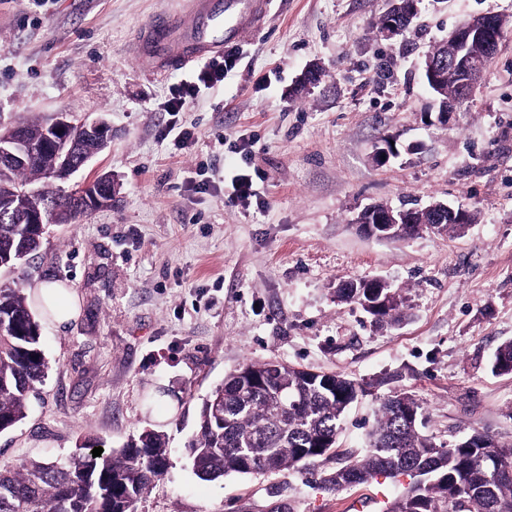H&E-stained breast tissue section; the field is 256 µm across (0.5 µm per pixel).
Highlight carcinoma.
Segmentation results:
<instances>
[{"mask_svg": "<svg viewBox=\"0 0 512 512\" xmlns=\"http://www.w3.org/2000/svg\"><path fill=\"white\" fill-rule=\"evenodd\" d=\"M43 182L31 195L26 186ZM67 175L54 154L39 153L29 166L0 171V209L15 218L0 223V261L17 265L42 239L23 219L40 204L64 209ZM411 224L392 225L390 241L423 230L418 209ZM336 297L359 305L380 322L401 316L404 298L388 282L359 279L336 289ZM40 324L20 288L0 287V433L27 414V400L47 373ZM493 371L512 373V341L498 349ZM362 392L344 376L312 372L278 361L244 363L203 399L199 428L189 443L193 472L205 480L228 473L289 471L328 454L340 424ZM422 407L412 396H393L379 406L368 433V450L324 477L327 489L359 485L384 475H406L409 487L386 512H512V443L478 429L437 447L422 434ZM84 445L64 461L26 459L0 466V512H136L138 500L167 469L163 435L147 431L101 456Z\"/></svg>", "mask_w": 512, "mask_h": 512, "instance_id": "carcinoma-1", "label": "carcinoma"}]
</instances>
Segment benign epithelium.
I'll return each mask as SVG.
<instances>
[{
    "label": "benign epithelium",
    "instance_id": "benign-epithelium-1",
    "mask_svg": "<svg viewBox=\"0 0 512 512\" xmlns=\"http://www.w3.org/2000/svg\"><path fill=\"white\" fill-rule=\"evenodd\" d=\"M417 9V2L410 3L404 11L388 8L389 16L385 35H392L396 30V20L401 18L408 22ZM503 21L498 15H483L473 17L459 31L453 33L451 39L483 38L486 40V53L483 57L458 59L441 58L436 60L427 56L425 74L431 80L439 75L453 70L466 72V79L459 87L460 96L469 98L473 95L488 65L495 58L499 49L500 40L497 33L502 29ZM46 139L44 147L56 153L64 167L69 171L77 172L99 153L100 146L109 142L112 131L103 120L75 124L65 114H60L45 124ZM35 160V151L26 140V128L23 124L8 127L0 131V168L15 165H28ZM113 181L111 173L99 174L93 179L83 183V186L74 190L69 206L78 212L107 207L112 205ZM430 221L435 224L444 222L445 216L454 217L457 223L468 224V218L456 213L455 208L435 203L427 207ZM368 214L374 216L375 221L365 225L367 235L377 239L388 236L390 225L401 223L400 213L386 210L380 211L377 207L368 206Z\"/></svg>",
    "mask_w": 512,
    "mask_h": 512
}]
</instances>
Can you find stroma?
Returning <instances> with one entry per match:
<instances>
[{
  "label": "stroma",
  "mask_w": 512,
  "mask_h": 512,
  "mask_svg": "<svg viewBox=\"0 0 512 512\" xmlns=\"http://www.w3.org/2000/svg\"><path fill=\"white\" fill-rule=\"evenodd\" d=\"M387 0H267L224 40L235 62L179 113L174 88L198 63L155 71L136 50L159 13L192 0H0V127L105 119L112 139L74 176L108 172L112 205L52 225L0 285L75 294L66 327L40 317L48 371L28 415L0 433V463L62 460L165 434L164 476L137 512H384L409 479L340 490L321 480L366 452L381 399L406 393L424 434L448 443L478 428L512 442V374L493 372L512 340V0H420L409 27L378 32ZM507 17L500 50L471 99L441 119L427 53L462 21ZM323 69L317 85L308 68ZM197 138L173 144L172 125ZM394 152L375 161L376 148ZM210 183L199 189V165ZM254 197L231 202L232 179ZM463 206L462 233L397 242L360 232L365 207ZM378 277L405 317L377 323L336 296ZM335 372L366 389L332 452L302 470L199 479L187 444L202 400L244 362Z\"/></svg>",
  "instance_id": "stroma-1"
}]
</instances>
